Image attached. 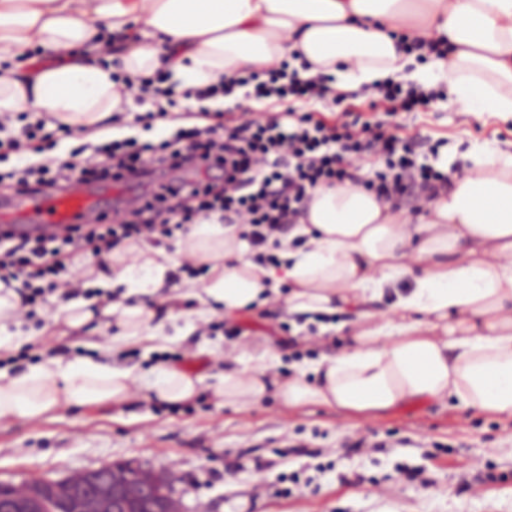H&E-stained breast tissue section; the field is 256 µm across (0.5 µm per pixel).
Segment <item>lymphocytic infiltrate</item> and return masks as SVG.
I'll use <instances>...</instances> for the list:
<instances>
[{
    "label": "lymphocytic infiltrate",
    "mask_w": 512,
    "mask_h": 512,
    "mask_svg": "<svg viewBox=\"0 0 512 512\" xmlns=\"http://www.w3.org/2000/svg\"><path fill=\"white\" fill-rule=\"evenodd\" d=\"M169 76L133 80L115 76L122 100L147 106L148 120L172 118L184 100L199 102L200 124L180 127L160 141L115 139L93 153L75 149L68 159L42 155L35 163L0 172V187L37 191L71 182L139 180L143 193L109 221L111 204L85 224L31 241L0 230V283L21 297L16 318L32 316L49 296L68 299L81 282L63 279L65 260L110 252L125 241H160L189 225L217 221L247 226L258 263H278L279 239L306 214L309 194L322 185L349 184L373 192L409 214L451 185L448 173L423 163L439 141L404 136L407 115L429 111L435 89L389 82L350 95L335 93L334 75L303 80L287 60L229 80L176 92ZM274 100L280 112L253 118L251 101ZM373 165V177L363 170Z\"/></svg>",
    "instance_id": "lymphocytic-infiltrate-1"
}]
</instances>
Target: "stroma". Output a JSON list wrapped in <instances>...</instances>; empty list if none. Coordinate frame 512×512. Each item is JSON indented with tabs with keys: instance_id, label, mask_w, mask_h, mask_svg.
<instances>
[{
	"instance_id": "35a3bbf8",
	"label": "stroma",
	"mask_w": 512,
	"mask_h": 512,
	"mask_svg": "<svg viewBox=\"0 0 512 512\" xmlns=\"http://www.w3.org/2000/svg\"><path fill=\"white\" fill-rule=\"evenodd\" d=\"M407 134L446 138L448 167L464 172L471 142L512 143V118L471 112L438 101L408 121ZM168 278L153 288L150 273L126 284L99 282V295L73 303L101 305L105 296L149 305L152 342L119 343L114 318H94L82 330L54 331L60 308H37L9 334L33 335L41 361H103L131 370L126 402L62 409L49 416L0 422V482L58 480L129 460L166 475L182 512H512V421L461 407L453 399L413 400L374 415L285 404L275 390L256 403L226 405L209 394L179 403L158 399L159 355H190L185 369L214 383L225 369L296 367L343 348L322 320L288 316L283 303L226 317L186 288L208 277L181 274L176 241L163 243ZM178 308H169L170 298ZM240 336L228 337L232 327ZM322 328L320 345L307 342ZM300 359H292V352Z\"/></svg>"
}]
</instances>
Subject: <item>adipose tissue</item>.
I'll use <instances>...</instances> for the list:
<instances>
[{
  "label": "adipose tissue",
  "mask_w": 512,
  "mask_h": 512,
  "mask_svg": "<svg viewBox=\"0 0 512 512\" xmlns=\"http://www.w3.org/2000/svg\"><path fill=\"white\" fill-rule=\"evenodd\" d=\"M406 44L437 34L448 52L416 68ZM120 35L115 56L130 77L163 69L189 84L258 71L301 52L307 79L338 73V92L393 78L442 81L448 98L512 117V0H0V112H45L97 133L121 99L112 70L96 57L102 37ZM55 55L35 68L34 49ZM463 176L416 222L372 192L344 184L314 189L295 236L281 241V269L244 256L234 227L193 226L178 253L208 265L205 294L231 316L287 282L289 314H344L346 347L323 354L316 383L303 374L276 382L292 406L322 404L377 413L416 399L456 398L463 407L512 420V150L479 146ZM391 299L393 323L375 306ZM115 316L125 341L151 339L147 306L113 311L68 307L64 327ZM130 371L86 360L53 361L12 376L0 371V422L61 408L121 404ZM264 369L224 371L212 387L227 404L267 393ZM160 400L187 401L199 381L162 369Z\"/></svg>",
  "instance_id": "adipose-tissue-1"
}]
</instances>
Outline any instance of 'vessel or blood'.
<instances>
[{
    "instance_id": "vessel-or-blood-1",
    "label": "vessel or blood",
    "mask_w": 512,
    "mask_h": 512,
    "mask_svg": "<svg viewBox=\"0 0 512 512\" xmlns=\"http://www.w3.org/2000/svg\"><path fill=\"white\" fill-rule=\"evenodd\" d=\"M138 188L135 182L109 184L100 189L77 182L61 192L17 194L0 201V224L6 225L19 238L58 234L68 225L87 223L107 195L136 202Z\"/></svg>"
}]
</instances>
